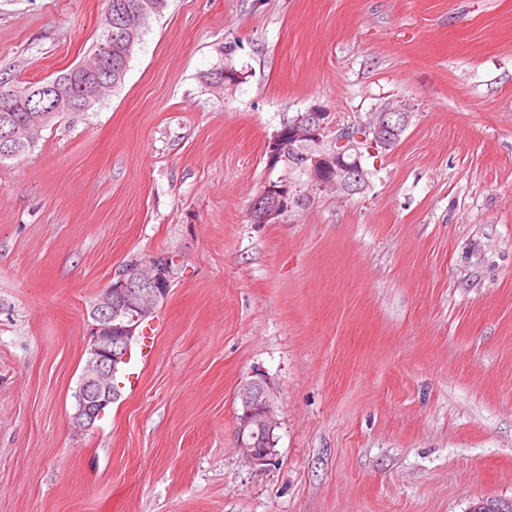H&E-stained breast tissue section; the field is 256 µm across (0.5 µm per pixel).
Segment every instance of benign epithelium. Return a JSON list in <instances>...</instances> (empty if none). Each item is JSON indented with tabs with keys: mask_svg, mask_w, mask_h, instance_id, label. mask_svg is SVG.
I'll use <instances>...</instances> for the list:
<instances>
[{
	"mask_svg": "<svg viewBox=\"0 0 512 512\" xmlns=\"http://www.w3.org/2000/svg\"><path fill=\"white\" fill-rule=\"evenodd\" d=\"M105 39L97 55L100 65L92 72L96 82H103L102 73H110L106 60L112 55V10L105 12ZM49 104L41 108L43 118L51 120L63 111L75 112L83 99H72L54 85L38 89ZM330 115L319 107L299 112L268 142L267 165L283 159L287 151L295 153L296 165L306 177L307 186L315 189L336 188L353 195L368 183L362 165L360 142L365 137L352 133L350 126L333 127ZM406 112L388 111L372 122V152L386 153L408 126ZM334 133L336 151L321 149L328 133ZM312 196L298 183L285 179L280 183L266 181L251 208L255 224H277L288 213L307 207ZM174 280V271L162 257L155 260L132 261L112 277L91 310L92 323L88 334L86 359L73 414L74 423L85 430L105 412L117 396L112 375L128 360L130 343L143 320L167 298ZM238 398L240 413L236 416L235 439L245 461L255 468H265L275 461V450L256 441H269L277 422L274 416V394L263 380H250L241 387Z\"/></svg>",
	"mask_w": 512,
	"mask_h": 512,
	"instance_id": "obj_1",
	"label": "benign epithelium"
}]
</instances>
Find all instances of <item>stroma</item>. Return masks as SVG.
<instances>
[{
  "instance_id": "35a3bbf8",
  "label": "stroma",
  "mask_w": 512,
  "mask_h": 512,
  "mask_svg": "<svg viewBox=\"0 0 512 512\" xmlns=\"http://www.w3.org/2000/svg\"><path fill=\"white\" fill-rule=\"evenodd\" d=\"M102 16L0 0V78L80 63ZM228 61L238 81L215 90ZM318 106L339 126L410 121L363 192L252 223L266 144ZM155 256L176 264L170 293L119 399L74 429L98 292ZM261 378L264 469L234 439L238 390ZM483 497L512 499V0H168L118 88L0 162V512Z\"/></svg>"
}]
</instances>
